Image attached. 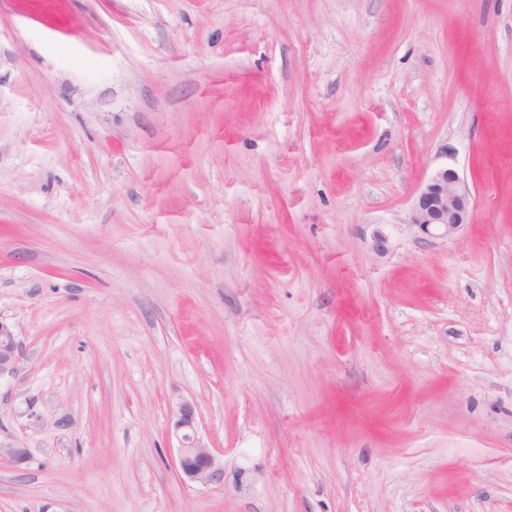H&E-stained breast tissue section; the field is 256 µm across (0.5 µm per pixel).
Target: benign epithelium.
I'll list each match as a JSON object with an SVG mask.
<instances>
[{"mask_svg":"<svg viewBox=\"0 0 512 512\" xmlns=\"http://www.w3.org/2000/svg\"><path fill=\"white\" fill-rule=\"evenodd\" d=\"M472 192L458 173L442 167L421 187L414 204L412 223L423 231L438 230L444 236L468 223ZM19 343L13 327L0 320V374L10 371L18 357ZM175 435L179 440L178 470L186 479L208 484L221 479L223 469L197 434L195 412L184 402L179 406Z\"/></svg>","mask_w":512,"mask_h":512,"instance_id":"7a95c632","label":"benign epithelium"}]
</instances>
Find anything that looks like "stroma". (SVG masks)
<instances>
[{"label": "stroma", "mask_w": 512, "mask_h": 512, "mask_svg": "<svg viewBox=\"0 0 512 512\" xmlns=\"http://www.w3.org/2000/svg\"><path fill=\"white\" fill-rule=\"evenodd\" d=\"M0 319V512H512V0H0ZM472 192L458 173L448 167L436 170L421 187L414 204L412 224L423 231L450 236L468 224ZM18 349L19 343L13 327L0 319V374L14 368ZM178 415L175 435L180 443L177 460L179 472L189 481L201 484L220 480L223 469L197 434L192 405L188 402L182 403Z\"/></svg>", "instance_id": "1"}]
</instances>
